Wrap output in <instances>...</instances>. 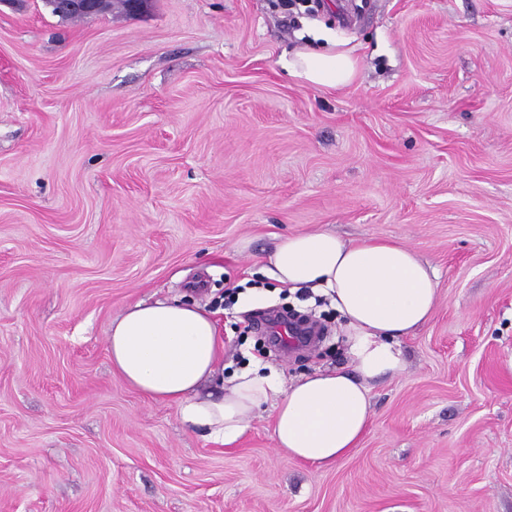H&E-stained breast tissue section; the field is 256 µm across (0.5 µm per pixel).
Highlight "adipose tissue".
Listing matches in <instances>:
<instances>
[{
    "label": "adipose tissue",
    "mask_w": 512,
    "mask_h": 512,
    "mask_svg": "<svg viewBox=\"0 0 512 512\" xmlns=\"http://www.w3.org/2000/svg\"><path fill=\"white\" fill-rule=\"evenodd\" d=\"M311 45L285 61L288 74L336 89L348 85L356 61L333 50L328 29L312 27ZM261 276L325 296L345 328L352 371L316 369L284 383L254 363L218 384L222 343L205 306L194 301H140L112 322L109 355L115 372L154 403H173L184 425L230 445L262 409L284 457L324 467L352 453L371 423V382L398 374L402 337L428 323L439 301L435 269L400 242L346 241L318 229L283 237ZM218 384L211 392L210 384Z\"/></svg>",
    "instance_id": "obj_1"
}]
</instances>
